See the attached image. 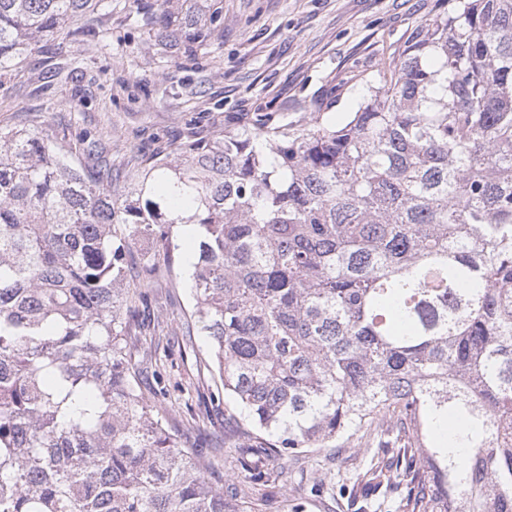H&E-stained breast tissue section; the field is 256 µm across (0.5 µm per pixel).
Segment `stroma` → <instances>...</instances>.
<instances>
[{
    "mask_svg": "<svg viewBox=\"0 0 512 512\" xmlns=\"http://www.w3.org/2000/svg\"><path fill=\"white\" fill-rule=\"evenodd\" d=\"M144 0H101V41L76 22V36L33 53L27 70L0 76V124L50 127L71 144L106 146L113 164L195 129L223 132L235 112L287 110L291 120L356 111L412 29L444 0H224V23L195 58L174 40L136 28ZM143 319L166 336L152 356L167 396L162 409L216 470L245 478L224 430L238 412L214 401L208 339L186 325L187 282L148 286Z\"/></svg>",
    "mask_w": 512,
    "mask_h": 512,
    "instance_id": "35a3bbf8",
    "label": "stroma"
}]
</instances>
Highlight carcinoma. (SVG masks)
<instances>
[{"label": "carcinoma", "instance_id": "1", "mask_svg": "<svg viewBox=\"0 0 512 512\" xmlns=\"http://www.w3.org/2000/svg\"><path fill=\"white\" fill-rule=\"evenodd\" d=\"M189 2L138 21L195 55L223 7ZM99 3L0 0V72ZM175 274L247 482L208 477L132 364ZM344 441L375 448L336 458L354 498L512 512V0H448L337 124L254 112L125 171L0 124V512H266L286 461Z\"/></svg>", "mask_w": 512, "mask_h": 512}]
</instances>
